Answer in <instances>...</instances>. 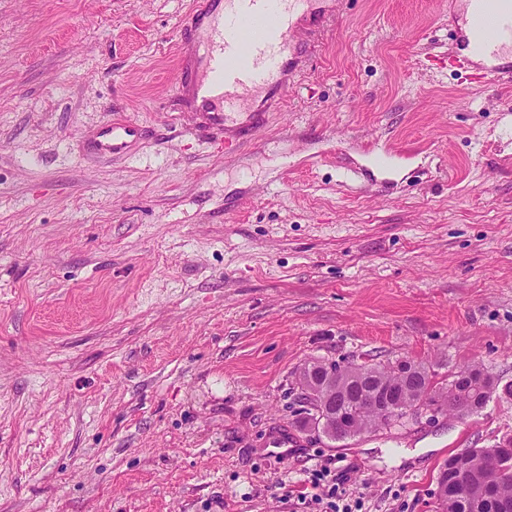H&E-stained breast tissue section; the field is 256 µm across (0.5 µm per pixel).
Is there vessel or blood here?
Here are the masks:
<instances>
[{"label":"vessel or blood","instance_id":"obj_1","mask_svg":"<svg viewBox=\"0 0 512 512\" xmlns=\"http://www.w3.org/2000/svg\"><path fill=\"white\" fill-rule=\"evenodd\" d=\"M317 0H206L181 29L180 76L188 98L225 145L240 143L261 120L252 105L288 88L285 73L300 51L299 28ZM470 8V62L489 80L512 79V0H465ZM139 128L126 119L103 125L96 149L124 155Z\"/></svg>","mask_w":512,"mask_h":512}]
</instances>
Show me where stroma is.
<instances>
[{"instance_id":"1","label":"stroma","mask_w":512,"mask_h":512,"mask_svg":"<svg viewBox=\"0 0 512 512\" xmlns=\"http://www.w3.org/2000/svg\"><path fill=\"white\" fill-rule=\"evenodd\" d=\"M191 3L0 0V512H294L329 460L362 512H436L512 398L332 441L298 380L512 384V83L449 61L442 0H335L226 153L172 93ZM119 116L146 137L98 155Z\"/></svg>"}]
</instances>
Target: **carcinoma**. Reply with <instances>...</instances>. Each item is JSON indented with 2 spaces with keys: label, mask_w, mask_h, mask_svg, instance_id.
Listing matches in <instances>:
<instances>
[{
  "label": "carcinoma",
  "mask_w": 512,
  "mask_h": 512,
  "mask_svg": "<svg viewBox=\"0 0 512 512\" xmlns=\"http://www.w3.org/2000/svg\"><path fill=\"white\" fill-rule=\"evenodd\" d=\"M352 370L369 376L376 387H402L403 400L409 406L432 402L444 412L469 415L483 407V401L497 390L498 382L478 368H465L450 375L441 384L435 374L421 363L395 359L387 364L350 363ZM304 405L305 423L318 426L329 409L309 396L299 397ZM336 416L346 419L348 437H355L372 426L401 422L405 414L389 415L365 404L339 402ZM493 448H469L448 457L437 476V487L446 488L437 495L440 512H512V457L493 460ZM466 480V494L454 492L456 479Z\"/></svg>",
  "instance_id": "obj_1"
}]
</instances>
